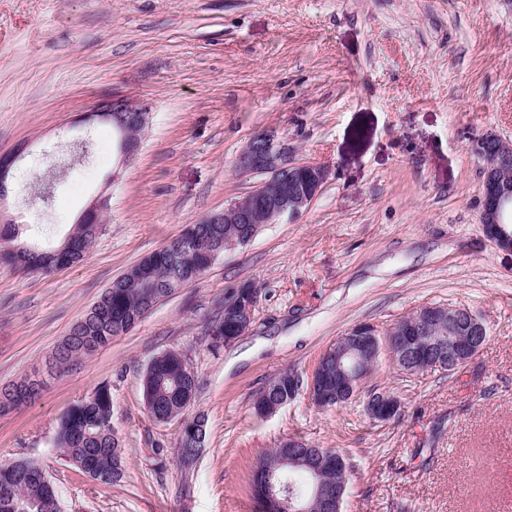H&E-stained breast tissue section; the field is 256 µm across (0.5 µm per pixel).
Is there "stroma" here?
<instances>
[{"label": "stroma", "mask_w": 512, "mask_h": 512, "mask_svg": "<svg viewBox=\"0 0 512 512\" xmlns=\"http://www.w3.org/2000/svg\"><path fill=\"white\" fill-rule=\"evenodd\" d=\"M112 94L151 108L128 162L108 123L83 121ZM269 130L329 167L322 194L0 413V466L38 461L63 512H256L258 455L294 439L347 459L342 512H512V252L483 232L472 150L490 131L512 144V0H0V155L23 154L0 211L38 247L87 207L102 218L76 266L0 263V384L49 356L112 280L262 185L235 161ZM245 283L253 323L215 343L206 327ZM432 304L487 326L463 367L409 375L384 353L345 406L302 390L256 414L258 390L286 370L309 383L353 326L383 333ZM168 351L201 382L190 412L206 439L188 469L181 424L143 401L142 375ZM102 384L125 461L113 486L55 444ZM381 391L403 408L375 422L365 404Z\"/></svg>", "instance_id": "stroma-1"}]
</instances>
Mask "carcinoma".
<instances>
[{
    "label": "carcinoma",
    "instance_id": "carcinoma-1",
    "mask_svg": "<svg viewBox=\"0 0 512 512\" xmlns=\"http://www.w3.org/2000/svg\"><path fill=\"white\" fill-rule=\"evenodd\" d=\"M232 232L236 224L215 226L203 220L188 225L181 234L189 244L183 256L186 270L193 273L188 283L199 280L212 264L211 233L214 228ZM16 227L8 225L0 231V258L23 270L50 273L76 265L87 256L95 239L90 224H77L65 240L45 255L32 257L21 263L12 242L18 238ZM171 279L170 255L164 250L153 252L132 267L111 287L107 288L96 305L84 316V321L72 326L67 336L57 345L53 356L57 371L73 370L79 360L105 347L121 333L128 332L141 321L150 308L161 300L151 284ZM288 380L284 373L269 381L255 397L264 403L278 394L279 382ZM200 381L196 374L176 353L156 356L142 377L143 399L148 413L158 422L169 423L185 417L184 401L197 394ZM57 446L62 454L78 469L93 475L116 472L112 483L122 480L124 464L119 441L112 428V392L108 385L99 386L92 397L72 407L61 419L57 433ZM281 451L264 455L253 471L252 492L259 498L257 485L266 472L274 467L286 473L293 490L300 498L310 495L311 483L307 471L300 467L280 464ZM29 476L18 481L14 475L0 468V512H23L22 505L52 496L49 486L42 482L41 465L31 460Z\"/></svg>",
    "mask_w": 512,
    "mask_h": 512
}]
</instances>
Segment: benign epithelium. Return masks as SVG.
Here are the masks:
<instances>
[{"label": "benign epithelium", "mask_w": 512, "mask_h": 512, "mask_svg": "<svg viewBox=\"0 0 512 512\" xmlns=\"http://www.w3.org/2000/svg\"><path fill=\"white\" fill-rule=\"evenodd\" d=\"M148 118V106L124 95H112L99 101L85 121L112 122L120 134L119 150L123 160L133 157L140 147L141 133ZM475 152L486 160L482 183L480 224L486 236L500 249L512 251V146L494 134L477 142ZM236 166L245 173L267 175L269 180L252 190L242 200L213 215L212 224H238L235 235H224V245L215 251L244 246L256 236L255 225L273 224L284 215H294L308 207L320 195L329 178L328 167L297 162L292 159L288 142L273 132L257 134L249 139L236 158ZM243 299L224 301V317L244 334L253 321L258 295L244 284ZM487 341L484 323L462 307L424 306L386 333L360 323L341 337L336 346V386L314 370L308 384L313 403L321 408L343 405L358 391L361 382L373 368L382 350H387L393 363L404 369L413 358L424 362L427 370L448 369L453 372L471 361ZM54 373L51 364L33 370L22 386V394L39 391L46 376ZM399 397L389 392L373 394L366 412L373 421H386L400 414ZM288 455L299 461L312 476H317V463L323 456L319 448L296 453V443L286 444ZM347 480L336 483L335 492L323 497L321 489L314 496L323 497L326 512H341ZM264 500L269 512H308L307 502L288 491V481L281 474H270L264 480Z\"/></svg>", "instance_id": "benign-epithelium-1"}]
</instances>
